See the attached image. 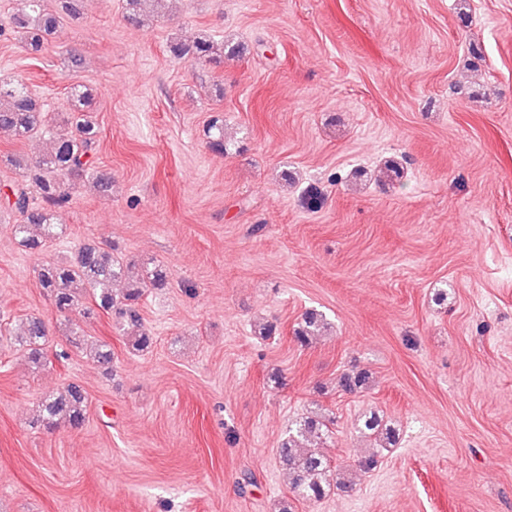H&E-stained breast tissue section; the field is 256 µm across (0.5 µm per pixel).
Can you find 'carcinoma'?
Here are the masks:
<instances>
[{"label": "carcinoma", "instance_id": "obj_1", "mask_svg": "<svg viewBox=\"0 0 512 512\" xmlns=\"http://www.w3.org/2000/svg\"><path fill=\"white\" fill-rule=\"evenodd\" d=\"M29 14H14L0 20V38L12 34L19 37L25 51L41 55L51 39L55 38L64 22L79 18L77 0H57L52 10L44 8L42 0H28ZM157 10L161 0H125L124 8L129 21L139 24L143 6ZM170 52L192 61L219 62L224 57V44L210 35L197 38L191 44L171 42ZM95 93L88 86H76L70 91V112L55 119L42 111L29 87L19 81L0 79V131L10 132L19 139L33 134H46L51 140L50 151L35 165L17 155H7L1 163L18 170L19 179L10 184L6 195L7 206L20 215L14 225L15 236L25 251L41 255L66 233V227L57 221L60 211L71 200L70 190L83 181L91 180L102 192L112 189V176L96 170L94 154L100 130L91 119ZM207 135L211 149L217 153L227 151L224 137V117H213ZM38 285L50 295L57 310L67 317V341L77 349H87L105 373L112 369V348L106 342H94L85 336L82 323L93 319L102 311L111 316L116 332L134 352H144L153 343V336L142 328L139 312L143 296L151 289L168 284L167 268L149 259H129L114 245L101 247L85 243L66 260L43 261L37 268ZM122 282L120 293L112 284ZM326 319L316 309L307 310L293 328L294 340L309 344L312 337L325 328ZM47 329L36 316L26 319L24 329L17 338V346L36 366L47 362L44 352ZM364 372L345 374L339 387L345 392H356L366 384ZM88 414V398L80 385L70 383L62 390L43 398L39 413L33 420L35 428H50L61 422L73 429L83 426ZM332 420L324 415L307 416L288 429V439L279 448V460L288 471L293 491L300 497L318 501L325 495L324 477L330 467L329 458L319 452L303 449L300 438H322L331 433ZM363 430L376 439L393 445L396 430L382 428L381 421L370 415L363 422Z\"/></svg>", "mask_w": 512, "mask_h": 512}]
</instances>
